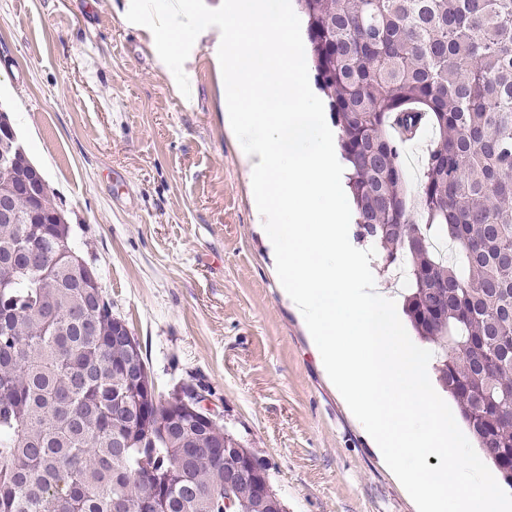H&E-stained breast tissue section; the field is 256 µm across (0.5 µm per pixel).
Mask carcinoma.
Segmentation results:
<instances>
[{
	"label": "carcinoma",
	"instance_id": "cac0c4a2",
	"mask_svg": "<svg viewBox=\"0 0 512 512\" xmlns=\"http://www.w3.org/2000/svg\"><path fill=\"white\" fill-rule=\"evenodd\" d=\"M314 80L338 129L354 237L399 268L405 315L437 381L512 487V0H298ZM430 126L417 212L407 204L396 117ZM28 176L0 169V192ZM21 225L0 224V254ZM47 274L0 288V512H113L150 483L149 512H224V427L160 435L125 420L112 307L63 253L68 224L45 225Z\"/></svg>",
	"mask_w": 512,
	"mask_h": 512
}]
</instances>
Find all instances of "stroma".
Returning <instances> with one entry per match:
<instances>
[{
	"mask_svg": "<svg viewBox=\"0 0 512 512\" xmlns=\"http://www.w3.org/2000/svg\"><path fill=\"white\" fill-rule=\"evenodd\" d=\"M124 2L0 0V106L77 252L158 392L208 387L286 512H414L282 297L209 51L182 95Z\"/></svg>",
	"mask_w": 512,
	"mask_h": 512,
	"instance_id": "stroma-1",
	"label": "stroma"
}]
</instances>
